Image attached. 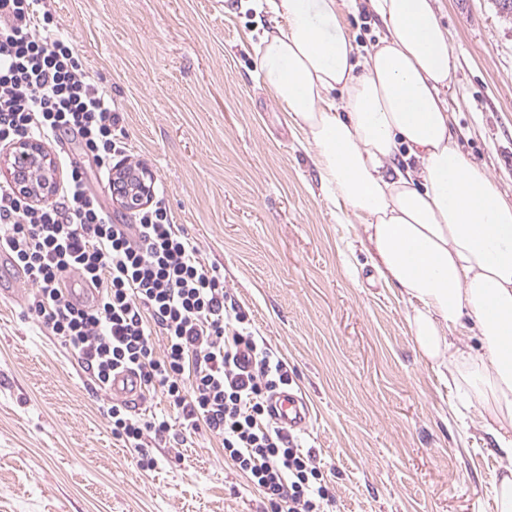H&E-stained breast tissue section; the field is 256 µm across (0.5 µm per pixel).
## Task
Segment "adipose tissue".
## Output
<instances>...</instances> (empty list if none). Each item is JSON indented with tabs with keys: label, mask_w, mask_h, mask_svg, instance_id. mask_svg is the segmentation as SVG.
<instances>
[{
	"label": "adipose tissue",
	"mask_w": 512,
	"mask_h": 512,
	"mask_svg": "<svg viewBox=\"0 0 512 512\" xmlns=\"http://www.w3.org/2000/svg\"><path fill=\"white\" fill-rule=\"evenodd\" d=\"M369 5L386 33L361 61L337 0H268L284 22L260 37L261 79L378 277L408 296L417 351L478 407L507 461L497 512H512V202L452 129L440 93L455 60L433 0Z\"/></svg>",
	"instance_id": "1"
}]
</instances>
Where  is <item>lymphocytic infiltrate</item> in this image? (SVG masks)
I'll return each instance as SVG.
<instances>
[{
    "instance_id": "1",
    "label": "lymphocytic infiltrate",
    "mask_w": 512,
    "mask_h": 512,
    "mask_svg": "<svg viewBox=\"0 0 512 512\" xmlns=\"http://www.w3.org/2000/svg\"><path fill=\"white\" fill-rule=\"evenodd\" d=\"M41 3L0 0V144L67 140L81 160L39 203L0 183V248L24 274L27 315L77 357L96 391L107 392L116 371L134 370L185 433L204 427L219 437L269 512H328L334 495L316 454L269 418L288 366L243 313L230 312L223 269L203 263L162 195L123 223L103 204L102 193L118 190L115 165L132 159L127 135L106 88ZM95 170L107 174L104 185L91 179ZM71 279L89 283L92 303L71 302ZM102 409L113 437L153 469L148 449L170 444L169 416L144 418L119 401Z\"/></svg>"
}]
</instances>
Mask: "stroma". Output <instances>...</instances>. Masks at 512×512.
Returning <instances> with one entry per match:
<instances>
[{"mask_svg":"<svg viewBox=\"0 0 512 512\" xmlns=\"http://www.w3.org/2000/svg\"><path fill=\"white\" fill-rule=\"evenodd\" d=\"M434 0L457 61L446 93L468 159L512 201V12L501 0ZM55 30L112 91L143 170L158 179L229 300L288 364L314 418L332 512H495L475 407L421 358L412 306L374 275L352 224L323 196L310 153L257 76L277 18L257 0H44ZM360 51L385 34L368 0H346ZM0 259V512H263L260 493L206 431L122 447L76 357L23 316Z\"/></svg>","mask_w":512,"mask_h":512,"instance_id":"stroma-1","label":"stroma"}]
</instances>
